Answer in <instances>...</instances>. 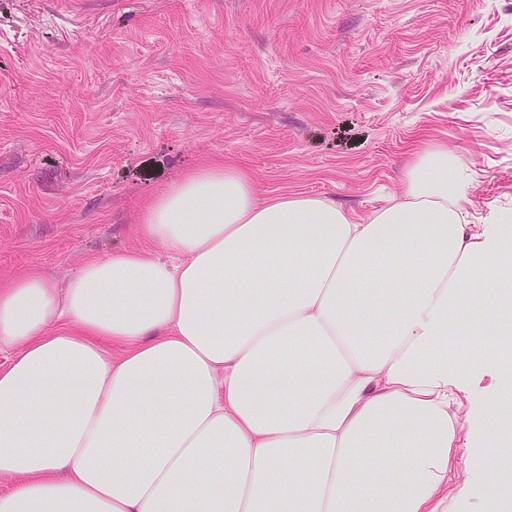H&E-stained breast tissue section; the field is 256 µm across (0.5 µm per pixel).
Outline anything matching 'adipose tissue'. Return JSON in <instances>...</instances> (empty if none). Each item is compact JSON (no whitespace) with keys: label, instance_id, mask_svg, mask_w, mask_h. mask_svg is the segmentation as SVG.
<instances>
[{"label":"adipose tissue","instance_id":"1","mask_svg":"<svg viewBox=\"0 0 512 512\" xmlns=\"http://www.w3.org/2000/svg\"><path fill=\"white\" fill-rule=\"evenodd\" d=\"M471 186L425 144L359 219L209 163L140 215L166 258L0 285V512H448L460 467L512 486L511 453H460L477 374L490 434L512 426V217L466 223Z\"/></svg>","mask_w":512,"mask_h":512}]
</instances>
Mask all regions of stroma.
Here are the masks:
<instances>
[{"label":"stroma","instance_id":"35a3bbf8","mask_svg":"<svg viewBox=\"0 0 512 512\" xmlns=\"http://www.w3.org/2000/svg\"><path fill=\"white\" fill-rule=\"evenodd\" d=\"M0 0V282L146 243L150 197L222 160L258 197L364 215L416 146L512 210V0Z\"/></svg>","mask_w":512,"mask_h":512}]
</instances>
